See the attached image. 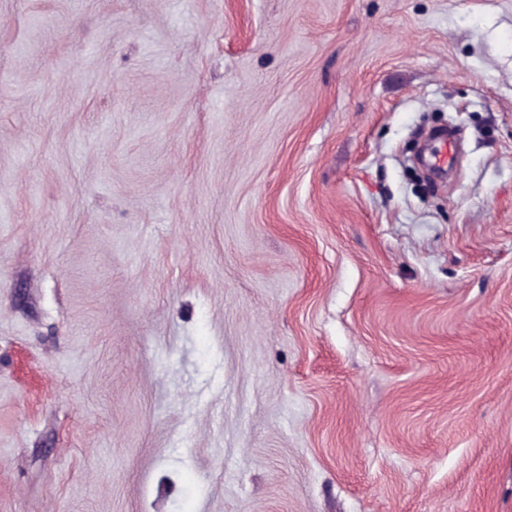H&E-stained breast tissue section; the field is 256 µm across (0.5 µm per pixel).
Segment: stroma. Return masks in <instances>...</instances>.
Wrapping results in <instances>:
<instances>
[{
  "label": "stroma",
  "mask_w": 512,
  "mask_h": 512,
  "mask_svg": "<svg viewBox=\"0 0 512 512\" xmlns=\"http://www.w3.org/2000/svg\"><path fill=\"white\" fill-rule=\"evenodd\" d=\"M0 512H512V0H0Z\"/></svg>",
  "instance_id": "1"
}]
</instances>
